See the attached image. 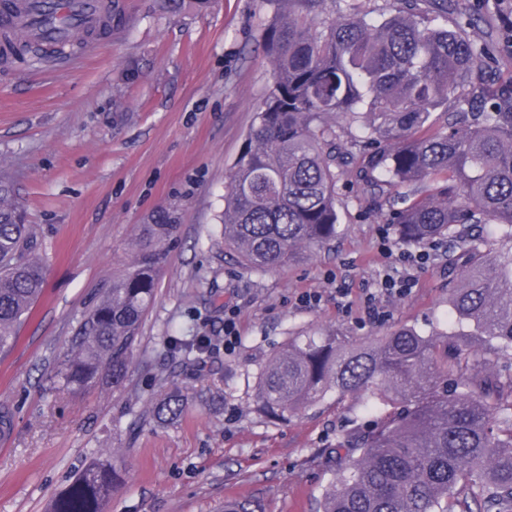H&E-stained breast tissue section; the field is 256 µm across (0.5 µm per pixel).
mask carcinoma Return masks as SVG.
<instances>
[{"instance_id":"carcinoma-1","label":"carcinoma","mask_w":512,"mask_h":512,"mask_svg":"<svg viewBox=\"0 0 512 512\" xmlns=\"http://www.w3.org/2000/svg\"><path fill=\"white\" fill-rule=\"evenodd\" d=\"M274 2L263 45L273 82L224 194V248L251 271L299 260L336 239L337 197L353 180L408 243L451 247L459 227L491 226L510 247L492 256L484 239L470 244L475 263L450 296L449 335L511 356L512 77L470 84L492 60L467 33L474 20H448V0H393L376 18L343 0L339 21L324 17L328 0ZM340 122L366 161L356 172L337 144ZM178 228L164 211L137 225L134 259L78 321L59 391L78 394L105 369L122 385ZM43 285L42 245L0 184V351ZM210 348L191 336L171 353L189 364ZM464 354L405 326L367 345L337 333L288 339L261 375L266 413L285 417L330 392H363L373 410L402 402L346 448L357 456L339 464L318 512H512V406L497 407L512 381L465 373ZM183 409L174 388L153 412L172 420ZM120 467L115 456L93 460L51 512H102ZM224 512L265 510L245 499Z\"/></svg>"}]
</instances>
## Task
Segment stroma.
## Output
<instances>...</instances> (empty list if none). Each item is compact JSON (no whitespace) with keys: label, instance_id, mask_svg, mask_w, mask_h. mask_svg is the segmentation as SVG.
<instances>
[{"label":"stroma","instance_id":"1","mask_svg":"<svg viewBox=\"0 0 512 512\" xmlns=\"http://www.w3.org/2000/svg\"><path fill=\"white\" fill-rule=\"evenodd\" d=\"M122 21L59 66L47 58L0 61V176L12 184L42 243L45 286L0 354V406L14 428L0 444V512H48L74 476L103 453L121 476L106 512H222L228 498L267 512H316L329 484L324 448L372 427L366 397L350 393L279 419L260 410V370L289 337L339 333L365 344L401 326L448 330V300L472 257L458 248L415 270L403 297L365 311L368 288L406 251L367 203L339 196L338 234L302 260L249 272L224 251V191L248 142L254 109L273 79L263 38L270 0H212L204 10H159L156 0H115ZM475 16L474 39L494 45L488 80L512 76V0H451ZM178 241L144 313L126 379L84 392L52 387L77 321L102 284L132 258L136 225L158 210ZM320 295L310 306L302 298ZM239 341L224 350V311ZM174 336H208L212 354L185 369ZM184 409L159 421L172 388Z\"/></svg>","mask_w":512,"mask_h":512}]
</instances>
